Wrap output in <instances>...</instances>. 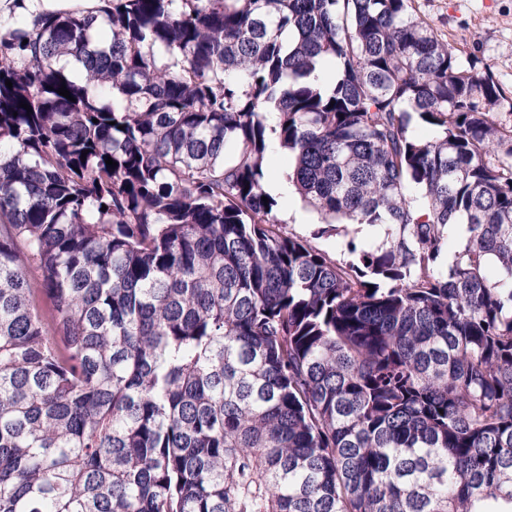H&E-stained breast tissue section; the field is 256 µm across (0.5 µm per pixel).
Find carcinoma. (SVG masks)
I'll return each mask as SVG.
<instances>
[{"instance_id":"1","label":"carcinoma","mask_w":512,"mask_h":512,"mask_svg":"<svg viewBox=\"0 0 512 512\" xmlns=\"http://www.w3.org/2000/svg\"><path fill=\"white\" fill-rule=\"evenodd\" d=\"M503 100L410 0L0 17V512H512ZM278 197L283 219L287 222V229L309 235L311 231L319 227L316 212L304 208L295 195L287 193ZM288 211H290V217H288Z\"/></svg>"}]
</instances>
